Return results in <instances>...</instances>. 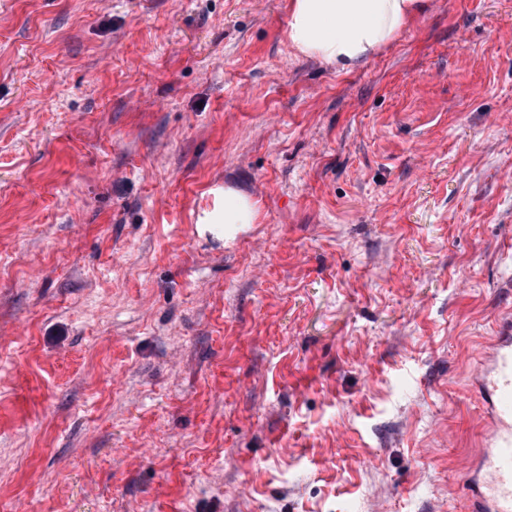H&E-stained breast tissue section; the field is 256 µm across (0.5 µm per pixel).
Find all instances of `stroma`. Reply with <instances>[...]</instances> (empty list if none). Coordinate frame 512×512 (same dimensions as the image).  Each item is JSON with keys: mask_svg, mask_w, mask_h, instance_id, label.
Wrapping results in <instances>:
<instances>
[{"mask_svg": "<svg viewBox=\"0 0 512 512\" xmlns=\"http://www.w3.org/2000/svg\"><path fill=\"white\" fill-rule=\"evenodd\" d=\"M289 6L0 0V512H465L512 0H424L347 72ZM253 216L254 205L246 195L224 188V224H251Z\"/></svg>", "mask_w": 512, "mask_h": 512, "instance_id": "1", "label": "stroma"}]
</instances>
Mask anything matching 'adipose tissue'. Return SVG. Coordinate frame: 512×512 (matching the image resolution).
<instances>
[{
    "mask_svg": "<svg viewBox=\"0 0 512 512\" xmlns=\"http://www.w3.org/2000/svg\"><path fill=\"white\" fill-rule=\"evenodd\" d=\"M420 0H291L288 38L303 55L347 71L390 42Z\"/></svg>",
    "mask_w": 512,
    "mask_h": 512,
    "instance_id": "obj_1",
    "label": "adipose tissue"
}]
</instances>
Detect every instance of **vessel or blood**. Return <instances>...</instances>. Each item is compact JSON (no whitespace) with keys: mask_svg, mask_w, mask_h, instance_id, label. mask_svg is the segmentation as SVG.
Returning <instances> with one entry per match:
<instances>
[{"mask_svg":"<svg viewBox=\"0 0 512 512\" xmlns=\"http://www.w3.org/2000/svg\"><path fill=\"white\" fill-rule=\"evenodd\" d=\"M471 386L483 403L480 448L464 482L466 512H512V313L475 349Z\"/></svg>","mask_w":512,"mask_h":512,"instance_id":"vessel-or-blood-1","label":"vessel or blood"}]
</instances>
